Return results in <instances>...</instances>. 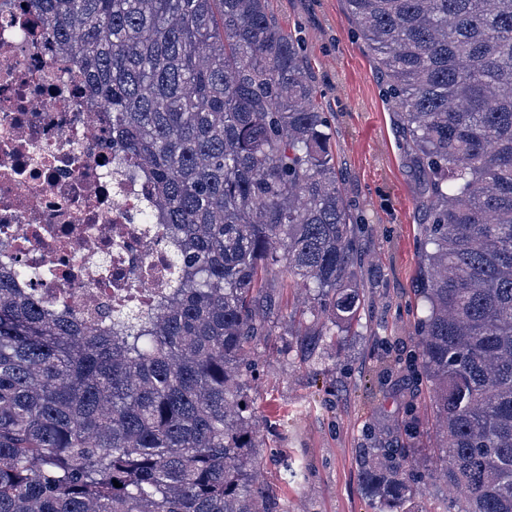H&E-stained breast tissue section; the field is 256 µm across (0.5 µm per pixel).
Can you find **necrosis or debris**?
Segmentation results:
<instances>
[{"instance_id":"4bbe7bcc","label":"necrosis or debris","mask_w":512,"mask_h":512,"mask_svg":"<svg viewBox=\"0 0 512 512\" xmlns=\"http://www.w3.org/2000/svg\"><path fill=\"white\" fill-rule=\"evenodd\" d=\"M112 114L55 56L22 0H0V268L73 314L157 305L173 244L145 218Z\"/></svg>"}]
</instances>
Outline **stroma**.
I'll list each match as a JSON object with an SVG mask.
<instances>
[{"label":"stroma","mask_w":512,"mask_h":512,"mask_svg":"<svg viewBox=\"0 0 512 512\" xmlns=\"http://www.w3.org/2000/svg\"><path fill=\"white\" fill-rule=\"evenodd\" d=\"M269 15L298 41L331 115L336 169L360 227L364 305L342 336H308L298 318L273 315L246 376L263 424L258 478L281 512H378L363 482L366 450L436 443L429 386L406 364L424 273V174L344 0H269ZM290 468L299 472L291 482Z\"/></svg>","instance_id":"35a3bbf8"}]
</instances>
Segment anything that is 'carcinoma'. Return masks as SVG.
<instances>
[{
	"mask_svg": "<svg viewBox=\"0 0 512 512\" xmlns=\"http://www.w3.org/2000/svg\"><path fill=\"white\" fill-rule=\"evenodd\" d=\"M149 172L168 295L108 322L0 275V512H274L244 378L274 277L310 334L361 305L333 133L268 0H25ZM424 166L419 360L457 512H512V0H345ZM420 449L364 462L419 512ZM119 482L121 487L114 486Z\"/></svg>",
	"mask_w": 512,
	"mask_h": 512,
	"instance_id": "1",
	"label": "carcinoma"
}]
</instances>
